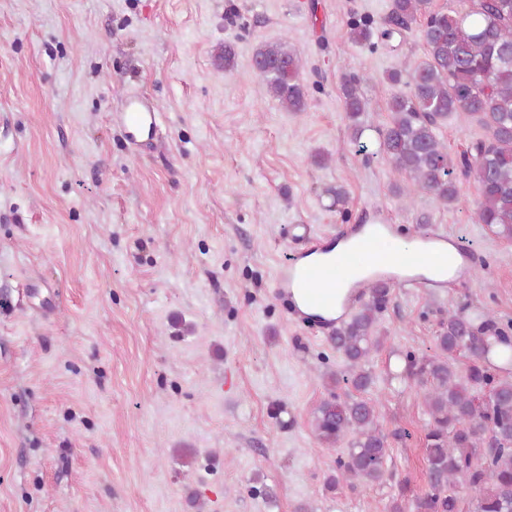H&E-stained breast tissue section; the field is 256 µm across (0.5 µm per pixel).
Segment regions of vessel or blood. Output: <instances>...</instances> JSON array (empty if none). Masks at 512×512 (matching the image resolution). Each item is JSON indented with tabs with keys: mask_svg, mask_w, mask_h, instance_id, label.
Here are the masks:
<instances>
[{
	"mask_svg": "<svg viewBox=\"0 0 512 512\" xmlns=\"http://www.w3.org/2000/svg\"><path fill=\"white\" fill-rule=\"evenodd\" d=\"M156 122L154 112L144 111L139 100H129L122 123L136 131L151 129ZM448 235L432 233L426 236L424 245L399 252L392 225L379 224L373 228H362L355 232L354 241L326 266L303 263L301 255L287 258L279 266L275 282L283 295L299 297L302 302L317 308H328L337 300L338 288L347 281L348 271L354 266L358 255L369 258L368 265L382 268L392 265L406 269L407 277L399 280L398 285L412 290L435 287L432 279L413 277V269L422 266L437 267L446 264L448 254L445 246Z\"/></svg>",
	"mask_w": 512,
	"mask_h": 512,
	"instance_id": "obj_1",
	"label": "vessel or blood"
}]
</instances>
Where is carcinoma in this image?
Wrapping results in <instances>:
<instances>
[{"instance_id": "cac0c4a2", "label": "carcinoma", "mask_w": 512, "mask_h": 512, "mask_svg": "<svg viewBox=\"0 0 512 512\" xmlns=\"http://www.w3.org/2000/svg\"><path fill=\"white\" fill-rule=\"evenodd\" d=\"M464 12L431 11L429 0H390L379 37L412 31L423 18L419 34L426 59L390 72L394 88L389 121L378 130L380 151L401 178L398 195L410 200L426 192L445 205L458 200V177L472 178L479 196L474 211L478 224L512 238V0H465ZM355 41H369L374 21L349 25ZM253 60L262 64L268 91L290 112H304L308 92L300 79V56L281 42L260 46ZM364 75L349 74L341 90L353 140L360 141V117L369 102L359 93ZM466 112L488 130L453 160L436 134L440 122ZM392 278L378 276L368 283V299L356 314L336 329L329 342L349 362V371L330 375L334 391L317 409L315 432L335 446L352 435L347 455L337 461L328 479L335 487L383 479L386 437L377 427L376 405L351 390L368 391L373 375L365 368L383 341L376 325L391 301ZM479 336H494L512 348V337L499 327L490 311L475 321L462 310L448 311L436 338L435 354L408 352L405 373L417 380L430 421L424 437L429 491L415 499L413 512H461L460 495H472L471 512H512V370L487 362L491 344ZM473 345L465 372L451 356ZM487 391L479 401L473 388Z\"/></svg>"}]
</instances>
